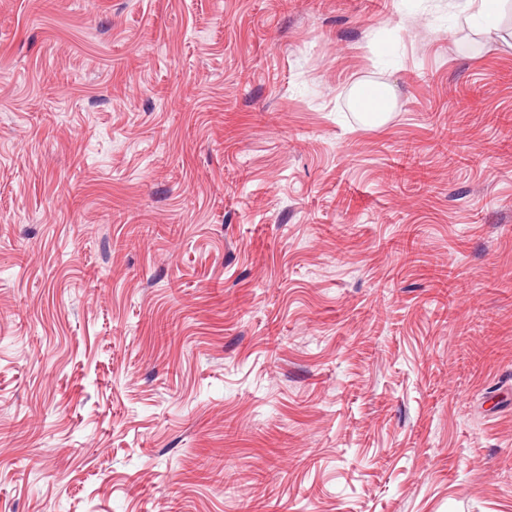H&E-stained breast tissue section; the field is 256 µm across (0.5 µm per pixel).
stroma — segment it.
<instances>
[{
    "mask_svg": "<svg viewBox=\"0 0 512 512\" xmlns=\"http://www.w3.org/2000/svg\"><path fill=\"white\" fill-rule=\"evenodd\" d=\"M471 11L0 0V512H512V0ZM494 0H474V10L465 18V22L476 32H489L495 27L496 9ZM377 92L380 96L382 105L381 107L371 114V121L373 124L380 125L384 122L387 112H390L395 104L394 94L390 86L387 84H366L360 85L356 88L354 94L357 96L360 92ZM448 131V135H447ZM439 137L442 141H445V149L447 152L448 147V161L451 164H459L464 162H473L474 156L466 153V146L461 143L458 137V130L454 128H447V124H441L438 128Z\"/></svg>",
    "mask_w": 512,
    "mask_h": 512,
    "instance_id": "35a3bbf8",
    "label": "stroma"
}]
</instances>
